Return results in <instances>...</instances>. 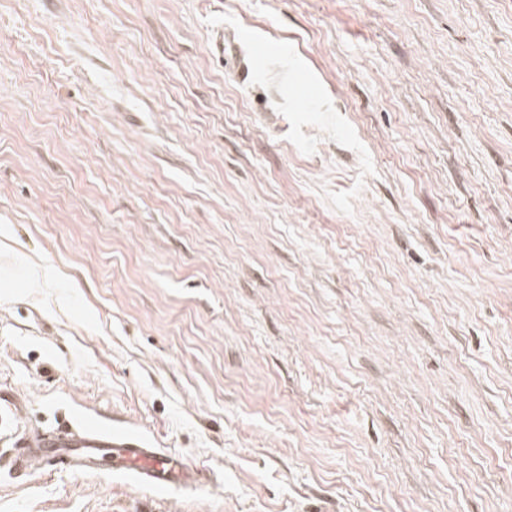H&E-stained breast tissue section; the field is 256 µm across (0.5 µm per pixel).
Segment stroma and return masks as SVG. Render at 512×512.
Segmentation results:
<instances>
[{"mask_svg": "<svg viewBox=\"0 0 512 512\" xmlns=\"http://www.w3.org/2000/svg\"><path fill=\"white\" fill-rule=\"evenodd\" d=\"M259 33L251 80L208 52ZM0 512H512V0H0ZM20 448L12 456V467L23 474L51 457L73 474L123 475L157 494L202 490L212 482L206 467L187 464L122 422L98 415L87 416L65 429L26 435ZM108 456L112 457V466L105 469L102 462Z\"/></svg>", "mask_w": 512, "mask_h": 512, "instance_id": "35a3bbf8", "label": "stroma"}]
</instances>
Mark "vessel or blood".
Returning <instances> with one entry per match:
<instances>
[{"instance_id":"b4317fda","label":"vessel or blood","mask_w":512,"mask_h":512,"mask_svg":"<svg viewBox=\"0 0 512 512\" xmlns=\"http://www.w3.org/2000/svg\"><path fill=\"white\" fill-rule=\"evenodd\" d=\"M263 48V39L253 34L228 43L219 31L210 43L211 55L223 64L237 62L240 75L245 79L252 77L253 57ZM49 457L78 475L102 472L106 469L102 466L103 460L111 459L112 465L106 469L110 474L125 476L159 494L200 490L212 481L206 468L185 463L122 422L108 421L97 415L85 417L64 429L27 435L20 451L12 457V467L26 474Z\"/></svg>"}]
</instances>
